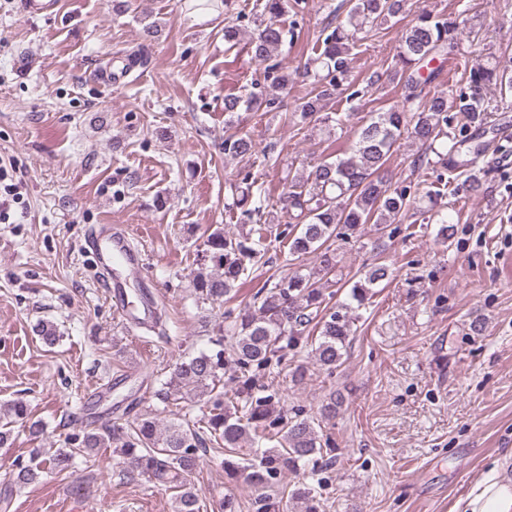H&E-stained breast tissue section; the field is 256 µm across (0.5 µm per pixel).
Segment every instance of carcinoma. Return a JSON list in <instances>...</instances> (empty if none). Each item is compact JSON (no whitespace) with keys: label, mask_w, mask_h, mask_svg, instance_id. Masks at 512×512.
<instances>
[{"label":"carcinoma","mask_w":512,"mask_h":512,"mask_svg":"<svg viewBox=\"0 0 512 512\" xmlns=\"http://www.w3.org/2000/svg\"><path fill=\"white\" fill-rule=\"evenodd\" d=\"M345 20L325 27L327 34L303 66L300 77L310 79L317 93L300 107L302 122L314 119L332 132L342 128L340 112L322 113L323 101L346 94L351 100L361 94L352 89L351 50L358 35L397 18L405 0H346ZM288 0H264L263 18L257 20L247 41L248 53L260 63L278 57L288 38L278 18ZM470 4H461L454 16L418 11L401 30L394 55L393 76L402 80L408 94L402 105L382 108L357 131L350 154L325 156L311 169L297 174L284 196L289 219L288 254L298 259L307 254L319 258L323 276L336 270V254L328 242L338 236L337 227L354 231L362 224H387L414 207L420 214L432 211L439 217V234L448 238V183L456 181L466 191L482 189L477 158L483 153L481 138L488 127L489 104L483 96L489 85L512 88V56L501 54L492 62L473 66L464 72L468 88L450 84L424 99L423 86L436 78L438 69H428L437 58L461 53V39L469 23ZM266 107L276 109V97L260 83L241 96L224 95L225 125L235 123L241 111ZM419 143L435 179L429 186L398 187L382 175L385 165L402 136ZM258 153L253 139L243 133L224 137V155L252 157ZM254 182L244 175L230 185L232 202L226 208L250 217L260 212L253 194ZM202 258L193 278V288L201 303L214 304L240 287L245 262L260 251L224 232L221 227L206 230L202 236ZM392 269L376 264L365 270L350 290L351 303H342L322 317L325 283L310 274L294 271L270 288H261L260 305L243 308L225 329L211 339L212 347L182 358L173 376L159 391L162 400L198 398L205 400L202 416L176 414L167 423L149 414H139L126 427H106L86 432L67 448L46 452L32 449L30 461L11 463L15 483L25 487L41 476L66 471L75 458H91L99 448H112L119 463L133 475L143 477L153 487L172 492L173 512H202L201 490L187 480L201 461L206 443L223 457L227 478L246 475L256 493L257 512H321L322 503L315 487L306 482L316 470L305 465L323 459V445L313 423L299 416L287 417L281 398L258 395L255 375L281 362L277 353L306 344V326L314 321L315 356L321 369L331 375L341 365L343 351L355 333L352 308H361L370 299L372 288L390 279ZM33 332L47 346L59 340L57 325L40 319ZM234 390L225 389V381ZM35 439L43 434L41 421L32 418L28 400L18 397L0 405V448L12 445L15 427ZM273 446H268V443ZM302 473V480L285 493L275 489L281 473Z\"/></svg>","instance_id":"1"}]
</instances>
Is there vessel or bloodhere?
I'll return each mask as SVG.
<instances>
[{"label": "vessel or blood", "instance_id": "b4317fda", "mask_svg": "<svg viewBox=\"0 0 512 512\" xmlns=\"http://www.w3.org/2000/svg\"><path fill=\"white\" fill-rule=\"evenodd\" d=\"M88 247L104 277L102 283L114 302L122 321L127 327H136L143 318L139 310L128 300L129 275H144L147 259L140 250L130 244L126 229L107 226L105 230H92L88 235Z\"/></svg>", "mask_w": 512, "mask_h": 512}]
</instances>
